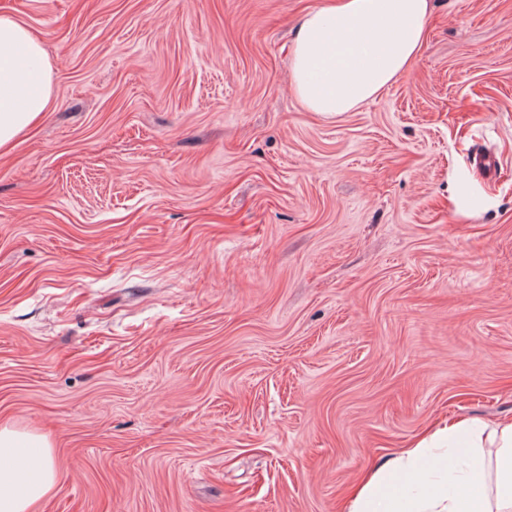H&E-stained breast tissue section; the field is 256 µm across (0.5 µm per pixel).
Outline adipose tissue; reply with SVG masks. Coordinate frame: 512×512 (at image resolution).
I'll return each mask as SVG.
<instances>
[{
  "instance_id": "ef3b65f1",
  "label": "adipose tissue",
  "mask_w": 512,
  "mask_h": 512,
  "mask_svg": "<svg viewBox=\"0 0 512 512\" xmlns=\"http://www.w3.org/2000/svg\"><path fill=\"white\" fill-rule=\"evenodd\" d=\"M429 0H325L306 13L290 55L296 98L312 112H348L406 74L427 38ZM39 36L0 15V149L51 102ZM51 443L0 426V512H31L58 485ZM343 512H512V418H452L392 453Z\"/></svg>"
}]
</instances>
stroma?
Returning a JSON list of instances; mask_svg holds the SVG:
<instances>
[{"instance_id":"1","label":"stroma","mask_w":512,"mask_h":512,"mask_svg":"<svg viewBox=\"0 0 512 512\" xmlns=\"http://www.w3.org/2000/svg\"><path fill=\"white\" fill-rule=\"evenodd\" d=\"M320 2L0 0L53 68L0 155V425L62 473L35 512H341L436 420L512 418V0H431L336 116L291 88Z\"/></svg>"}]
</instances>
